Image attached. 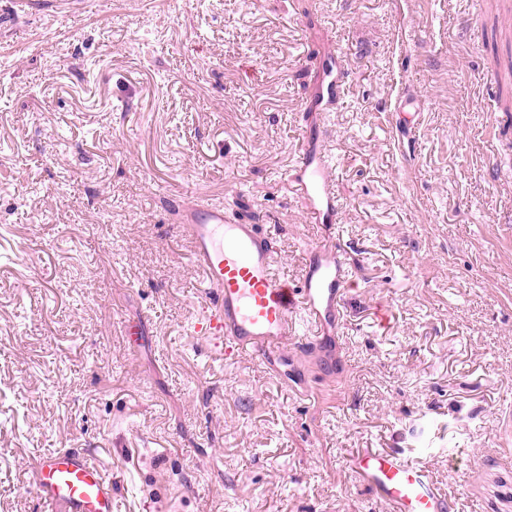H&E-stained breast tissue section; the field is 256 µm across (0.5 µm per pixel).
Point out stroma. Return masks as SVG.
Masks as SVG:
<instances>
[{
    "mask_svg": "<svg viewBox=\"0 0 512 512\" xmlns=\"http://www.w3.org/2000/svg\"><path fill=\"white\" fill-rule=\"evenodd\" d=\"M0 0V512H52L87 450L116 512H385L359 448L427 459L456 512H512V60L471 0ZM350 85L306 99L329 52ZM329 133L341 221L287 179ZM273 234L299 286L354 271L336 363L225 358L179 230L192 196ZM139 326L129 346L124 328ZM34 483L39 500L55 512H115L112 481L85 452L57 451L38 459Z\"/></svg>",
    "mask_w": 512,
    "mask_h": 512,
    "instance_id": "stroma-1",
    "label": "stroma"
}]
</instances>
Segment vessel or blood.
<instances>
[{"instance_id": "obj_1", "label": "vessel or blood", "mask_w": 512, "mask_h": 512, "mask_svg": "<svg viewBox=\"0 0 512 512\" xmlns=\"http://www.w3.org/2000/svg\"><path fill=\"white\" fill-rule=\"evenodd\" d=\"M349 78L338 53L323 64L314 109L337 104ZM331 156L323 143L306 138L294 168L298 199L312 223L339 221ZM180 230L188 239L195 266L211 297L198 330L223 349L225 357L282 356L298 340L294 313L304 310L312 335L334 328L350 272L338 253L321 246L299 287L278 271L273 239L254 224H232L222 206L193 198L183 210ZM349 468L371 486L389 512H453V502L433 482L428 463L401 448H365L353 454ZM34 483L39 500L54 512H115L112 483L87 453L57 451L39 458Z\"/></svg>"}]
</instances>
